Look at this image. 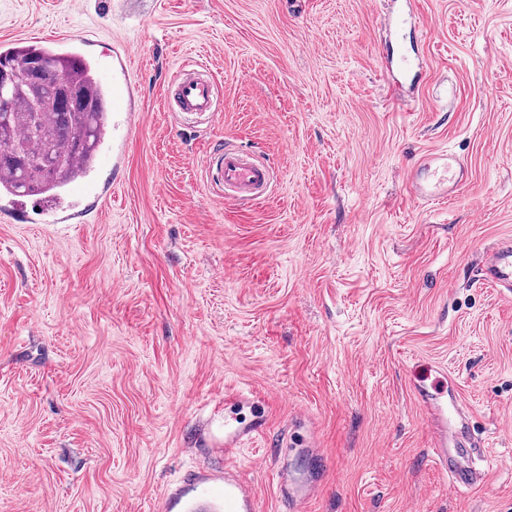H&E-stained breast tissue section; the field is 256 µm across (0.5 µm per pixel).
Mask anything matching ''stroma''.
Returning a JSON list of instances; mask_svg holds the SVG:
<instances>
[{
    "instance_id": "1",
    "label": "stroma",
    "mask_w": 512,
    "mask_h": 512,
    "mask_svg": "<svg viewBox=\"0 0 512 512\" xmlns=\"http://www.w3.org/2000/svg\"><path fill=\"white\" fill-rule=\"evenodd\" d=\"M0 0V42L130 51L140 122L82 220L0 217V512H162L223 472L224 423L262 418L315 474L306 512H512V292L481 281L512 241V0ZM423 77L397 101L379 45ZM203 63L219 110L192 126L169 81ZM275 171L225 199L213 149ZM453 152L452 199L408 192ZM442 366L482 446L454 487L407 370ZM247 395L230 406L225 390ZM256 438L235 465L289 512Z\"/></svg>"
}]
</instances>
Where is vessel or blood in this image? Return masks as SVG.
I'll return each mask as SVG.
<instances>
[{"label": "vessel or blood", "mask_w": 512, "mask_h": 512, "mask_svg": "<svg viewBox=\"0 0 512 512\" xmlns=\"http://www.w3.org/2000/svg\"><path fill=\"white\" fill-rule=\"evenodd\" d=\"M175 87V109L185 115L212 111L214 87L209 78L195 70L180 69L171 79ZM140 115L130 80V57L127 51L116 52L112 61V165L120 167L126 138ZM217 180L224 193L239 203L250 204L260 199L270 186L275 173L264 160L252 153L228 146L221 148L214 163ZM464 177L462 159L453 153L436 154L421 159L409 177L413 197L434 200L454 195ZM484 280L504 288H512V246L493 250L481 270ZM412 390L425 409L434 429L431 448L434 461L448 475L453 485L471 488L480 485L482 459L479 445L468 438L466 415L459 397L447 387L412 380ZM239 433L224 429V512H254L257 496L241 477L234 464ZM278 485L286 492L291 512H304L310 486L297 483L287 470H279Z\"/></svg>", "instance_id": "1"}]
</instances>
